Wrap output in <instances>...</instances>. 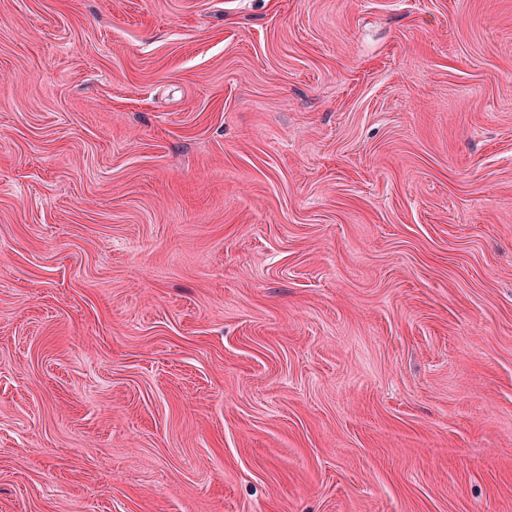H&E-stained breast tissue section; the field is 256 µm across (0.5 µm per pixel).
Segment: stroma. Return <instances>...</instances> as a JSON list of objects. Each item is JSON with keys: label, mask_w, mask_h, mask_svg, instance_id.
I'll return each mask as SVG.
<instances>
[{"label": "stroma", "mask_w": 512, "mask_h": 512, "mask_svg": "<svg viewBox=\"0 0 512 512\" xmlns=\"http://www.w3.org/2000/svg\"><path fill=\"white\" fill-rule=\"evenodd\" d=\"M0 512H512V0H0Z\"/></svg>", "instance_id": "1"}]
</instances>
